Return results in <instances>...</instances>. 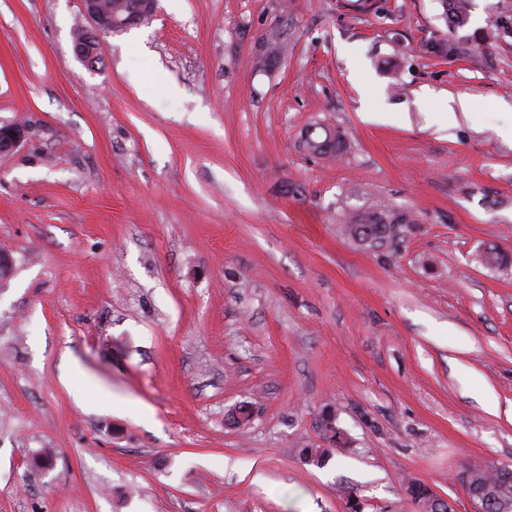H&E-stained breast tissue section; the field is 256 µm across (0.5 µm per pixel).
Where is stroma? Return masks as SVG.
<instances>
[{
    "instance_id": "obj_1",
    "label": "stroma",
    "mask_w": 512,
    "mask_h": 512,
    "mask_svg": "<svg viewBox=\"0 0 512 512\" xmlns=\"http://www.w3.org/2000/svg\"><path fill=\"white\" fill-rule=\"evenodd\" d=\"M87 22L0 0V512H414L409 478L475 512L465 471L512 466V265L476 259L512 255V0L453 33L442 0H158L93 71ZM370 210L409 221L342 234ZM26 137L25 129L17 124L0 126V152H9L19 147ZM321 130L324 133V138L322 140H316L312 137V134H310L305 140L304 146L308 151L320 155H325L327 157H334L336 153L341 149V146L343 144L342 134L338 130H335V136H333L332 134H330V132L333 129L328 127H321ZM330 135L334 140V143L331 146L326 145L327 149H324L323 143H325L328 140ZM343 223L344 233L352 239L360 241L385 239L390 236L395 227V224H391L392 221L385 220L381 214L375 212L347 216L344 218ZM359 228L361 229L357 231ZM365 229H369L374 236L368 238Z\"/></svg>"
}]
</instances>
